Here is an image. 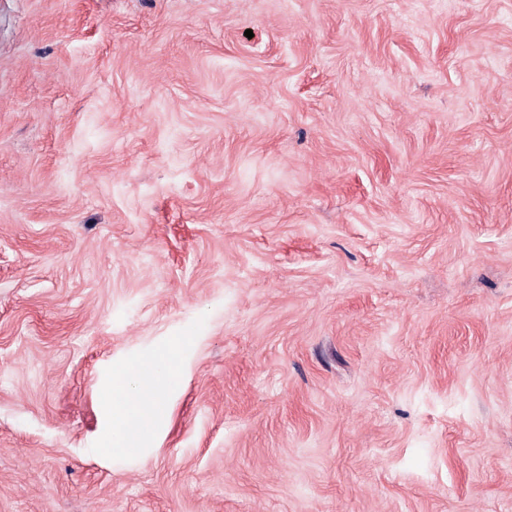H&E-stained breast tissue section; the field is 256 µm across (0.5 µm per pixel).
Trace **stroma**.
<instances>
[{
    "mask_svg": "<svg viewBox=\"0 0 512 512\" xmlns=\"http://www.w3.org/2000/svg\"><path fill=\"white\" fill-rule=\"evenodd\" d=\"M0 512H512V0H0ZM189 337L171 336L157 349L139 352L112 366L104 405L111 424L105 448L113 462L139 456L167 421V404L180 385Z\"/></svg>",
    "mask_w": 512,
    "mask_h": 512,
    "instance_id": "obj_1",
    "label": "stroma"
}]
</instances>
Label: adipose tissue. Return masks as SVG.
<instances>
[{
    "label": "adipose tissue",
    "instance_id": "ef3b65f1",
    "mask_svg": "<svg viewBox=\"0 0 512 512\" xmlns=\"http://www.w3.org/2000/svg\"><path fill=\"white\" fill-rule=\"evenodd\" d=\"M189 337L172 336L157 349L137 353L112 367L104 405L111 433L104 449L115 462L139 456L167 420V404L181 382Z\"/></svg>",
    "mask_w": 512,
    "mask_h": 512
}]
</instances>
